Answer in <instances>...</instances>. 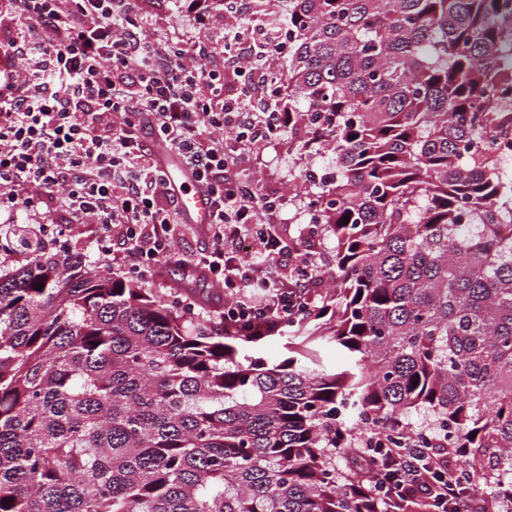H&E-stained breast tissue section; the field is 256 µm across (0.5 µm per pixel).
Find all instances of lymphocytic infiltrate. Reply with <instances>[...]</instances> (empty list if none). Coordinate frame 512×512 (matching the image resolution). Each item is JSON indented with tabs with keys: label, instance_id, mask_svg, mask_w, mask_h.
I'll use <instances>...</instances> for the list:
<instances>
[{
	"label": "lymphocytic infiltrate",
	"instance_id": "obj_1",
	"mask_svg": "<svg viewBox=\"0 0 512 512\" xmlns=\"http://www.w3.org/2000/svg\"><path fill=\"white\" fill-rule=\"evenodd\" d=\"M187 13L188 37L152 26L142 0H0V46L27 72L0 82V209L39 217L55 203L71 223L120 232L121 264L152 279L180 223L177 195L145 142L153 137L209 196L208 245L179 265L222 284L225 328H275L310 311L321 273L318 263L304 275L300 260L285 261L272 231L284 199L242 170L292 121L265 97L288 38L253 24L244 2L220 24L199 0ZM228 36L235 50L217 57ZM245 233L249 265L239 257ZM374 477L376 489L394 483L444 507L459 506L467 486L418 435L384 449Z\"/></svg>",
	"mask_w": 512,
	"mask_h": 512
}]
</instances>
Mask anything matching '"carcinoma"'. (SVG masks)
Segmentation results:
<instances>
[{"label":"carcinoma","mask_w":512,"mask_h":512,"mask_svg":"<svg viewBox=\"0 0 512 512\" xmlns=\"http://www.w3.org/2000/svg\"><path fill=\"white\" fill-rule=\"evenodd\" d=\"M287 32L295 147L336 155L309 198L332 291L228 333L1 225L0 512H431L370 482L417 411L512 501V0H288Z\"/></svg>","instance_id":"1"}]
</instances>
